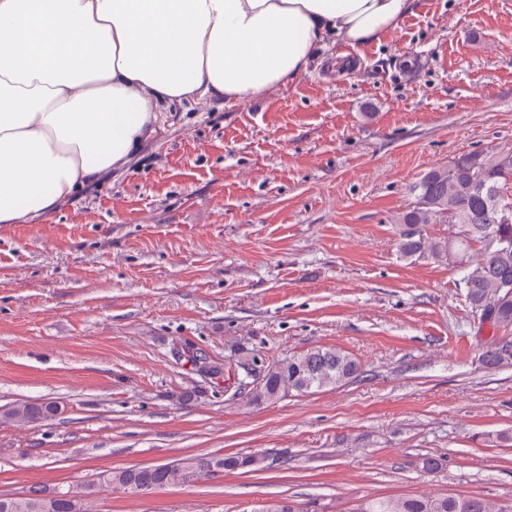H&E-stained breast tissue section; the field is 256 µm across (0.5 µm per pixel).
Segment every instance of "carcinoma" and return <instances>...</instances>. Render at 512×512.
<instances>
[{
  "instance_id": "cac0c4a2",
  "label": "carcinoma",
  "mask_w": 512,
  "mask_h": 512,
  "mask_svg": "<svg viewBox=\"0 0 512 512\" xmlns=\"http://www.w3.org/2000/svg\"><path fill=\"white\" fill-rule=\"evenodd\" d=\"M409 206L391 223L399 257L410 261H451L478 330L492 336L480 343L479 360L488 369L512 365V151H475L428 169L408 189ZM434 224H455L448 238L429 233ZM255 357L238 353L241 371L235 395L246 405L277 401L291 393L338 387L361 375V364L334 346L317 347L273 361L260 377L249 374ZM54 401L21 402L0 414L3 422L41 424L56 416ZM242 456L198 454L172 463L105 472L100 480L148 495L170 485L192 483L218 472L239 470ZM31 488L24 498L0 503V512H93L89 503L46 500ZM354 512H507L481 497L366 498Z\"/></svg>"
}]
</instances>
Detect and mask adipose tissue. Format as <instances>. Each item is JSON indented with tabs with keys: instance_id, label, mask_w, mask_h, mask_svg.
<instances>
[{
	"instance_id": "ef3b65f1",
	"label": "adipose tissue",
	"mask_w": 512,
	"mask_h": 512,
	"mask_svg": "<svg viewBox=\"0 0 512 512\" xmlns=\"http://www.w3.org/2000/svg\"><path fill=\"white\" fill-rule=\"evenodd\" d=\"M416 0H0V224L125 165L184 100L238 104L334 41L381 42Z\"/></svg>"
}]
</instances>
